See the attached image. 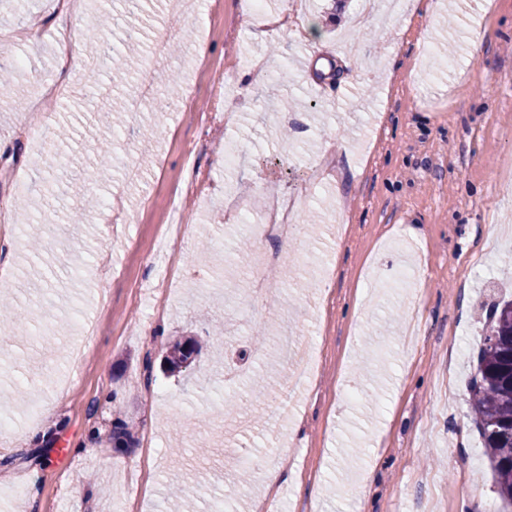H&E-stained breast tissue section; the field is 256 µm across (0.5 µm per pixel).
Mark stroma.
I'll list each match as a JSON object with an SVG mask.
<instances>
[{
	"mask_svg": "<svg viewBox=\"0 0 512 512\" xmlns=\"http://www.w3.org/2000/svg\"><path fill=\"white\" fill-rule=\"evenodd\" d=\"M197 14L160 6L148 31L165 32L171 51L160 64L158 92L186 93L178 110L125 114L111 139L115 166L134 163L140 178L97 182L92 192L118 202L129 221L109 225L110 211L89 209L85 223L65 218L82 196L56 191L37 170L64 154L73 174H89L110 139L98 111L85 109L86 74L99 63L82 49L65 98L41 99L35 84L55 80L60 29L84 41L101 0H85L77 20L51 13L48 0H27L43 25L18 45L27 91L0 95V211L25 200L51 215L53 232L30 251L23 239L0 242V270L20 298L30 294L24 270L44 274L52 302L16 331H0V486L19 484L20 498L0 512H117L136 470L146 490L133 512H162L170 487L198 493L211 512L235 491V512H253L265 474L280 473L278 496L296 512H498L484 448L469 409L468 383L487 332L485 309L507 294L512 275V0H407L404 10L377 12L356 30V0H268L270 13L309 15L318 33L279 32L257 41L245 21L250 0H201ZM482 51L471 55L473 39ZM275 78L238 84L249 55ZM355 58L352 82L337 65ZM223 67L231 89V125L206 118L213 98L203 65ZM76 115L78 133L60 148L58 130ZM236 137L244 156L224 167V141ZM344 138L345 152L321 177L323 145ZM197 167L231 198L250 206L237 214L229 198L210 203L185 195ZM296 202L294 216L315 212L318 228L302 239L266 241L280 253L274 277L254 295L253 251L240 248L242 219ZM183 217L189 244L177 257L181 279L164 314L141 301L160 269L162 225ZM84 255L79 278L67 271ZM421 265L413 283L394 285L405 256ZM246 323L239 334L210 335L218 322ZM294 323L325 365L295 382L277 338ZM194 336L202 344L192 369L170 372L169 346ZM265 345L260 368L292 385L287 408L269 396L225 384L218 359ZM28 383L18 394V380ZM242 396L225 418L216 392ZM122 418L134 443L112 439ZM41 430L45 443L25 441ZM294 445L282 447L283 435ZM262 460L241 468L236 459Z\"/></svg>",
	"mask_w": 512,
	"mask_h": 512,
	"instance_id": "1",
	"label": "stroma"
}]
</instances>
